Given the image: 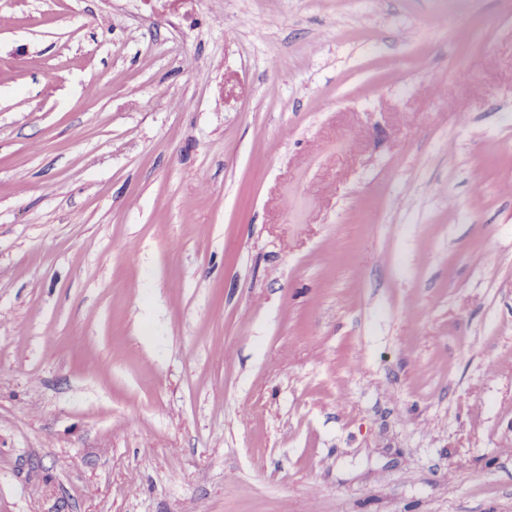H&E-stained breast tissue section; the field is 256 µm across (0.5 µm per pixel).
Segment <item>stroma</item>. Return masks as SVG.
I'll use <instances>...</instances> for the list:
<instances>
[{
	"label": "stroma",
	"mask_w": 512,
	"mask_h": 512,
	"mask_svg": "<svg viewBox=\"0 0 512 512\" xmlns=\"http://www.w3.org/2000/svg\"><path fill=\"white\" fill-rule=\"evenodd\" d=\"M0 512H512V0H0Z\"/></svg>",
	"instance_id": "1"
}]
</instances>
